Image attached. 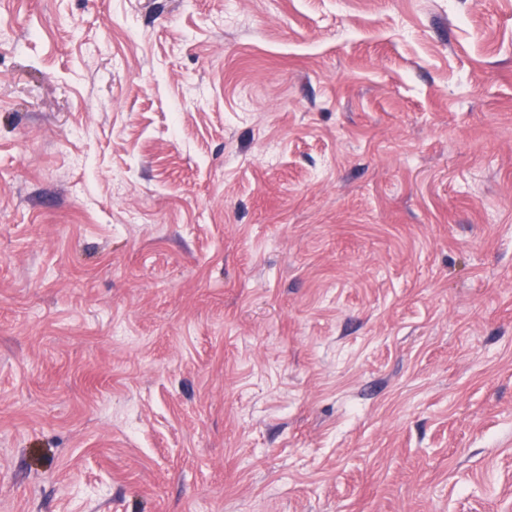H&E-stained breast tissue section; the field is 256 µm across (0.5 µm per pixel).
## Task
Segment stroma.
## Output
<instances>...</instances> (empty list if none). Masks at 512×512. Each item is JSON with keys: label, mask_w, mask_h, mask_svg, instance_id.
Segmentation results:
<instances>
[{"label": "stroma", "mask_w": 512, "mask_h": 512, "mask_svg": "<svg viewBox=\"0 0 512 512\" xmlns=\"http://www.w3.org/2000/svg\"><path fill=\"white\" fill-rule=\"evenodd\" d=\"M0 512H512V0H0Z\"/></svg>", "instance_id": "stroma-1"}]
</instances>
